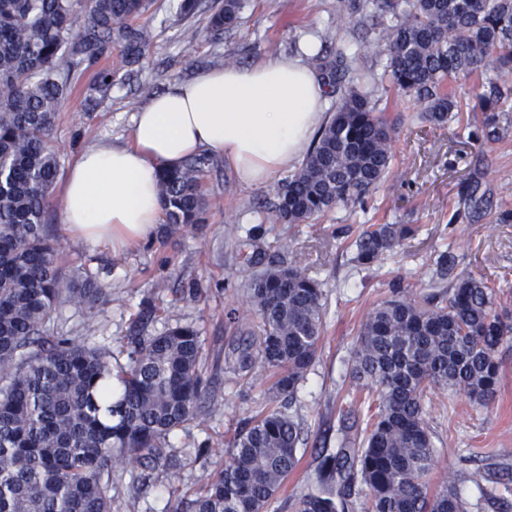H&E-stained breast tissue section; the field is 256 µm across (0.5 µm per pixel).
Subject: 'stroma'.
Segmentation results:
<instances>
[{"mask_svg": "<svg viewBox=\"0 0 512 512\" xmlns=\"http://www.w3.org/2000/svg\"><path fill=\"white\" fill-rule=\"evenodd\" d=\"M175 3L154 0L145 16L152 32L150 52L125 85L113 87L110 98L95 106L79 95L64 102L52 133L62 171H69L88 145L129 141L135 112L171 82L227 64L246 66L265 55H295L309 35L317 38L322 56L344 53L360 82L373 87L395 127L391 171L367 213L340 207L306 224H279L270 219L275 183L242 185L223 165L206 180L208 224L125 247L92 249L66 235L59 207L51 205L50 230L64 266L85 268L112 290L111 303L94 315L66 305L58 320L65 330L92 343H109L118 352L141 298L148 295L157 308L149 331L178 320L201 330L215 411L171 435L177 468L153 471L146 483L137 473L120 472L112 488L113 512H172L202 472L223 468L226 441L269 403L264 385L235 377L224 363L238 341L227 314L246 308L242 285L247 258L257 251L264 263L292 267L319 280L327 298L323 340L290 408L308 439L299 449L298 468L268 510L295 512L299 498L317 487L322 450L338 448L356 435L354 418L340 410L354 394L355 341L366 313L395 288L420 299L432 293L430 254L452 250L459 270L489 281L512 315V130L503 140L476 142L464 123L436 126L416 120L410 97L381 84L385 46L372 42L369 19L350 15L347 0H245L238 26L218 35L208 31L203 15L174 23ZM469 186L482 196V208L460 205V194ZM366 221L416 224L420 230L374 266L357 267L349 244ZM250 232L255 239L249 244L245 238ZM498 358L502 376L490 407L450 391L436 392L426 406L437 469L457 474L469 512H512V495L484 499L479 492L483 486L512 485V345L503 346ZM208 438L215 448L198 455V444Z\"/></svg>", "mask_w": 512, "mask_h": 512, "instance_id": "stroma-1", "label": "stroma"}]
</instances>
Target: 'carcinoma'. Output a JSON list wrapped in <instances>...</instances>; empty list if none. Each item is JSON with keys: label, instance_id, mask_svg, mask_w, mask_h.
Listing matches in <instances>:
<instances>
[{"label": "carcinoma", "instance_id": "obj_1", "mask_svg": "<svg viewBox=\"0 0 512 512\" xmlns=\"http://www.w3.org/2000/svg\"><path fill=\"white\" fill-rule=\"evenodd\" d=\"M150 0H0V512H112V474L173 463L169 437L214 411L209 355L201 331L156 317L150 297L112 345L64 330L57 310L88 314L112 301L85 270H63L48 213L61 163L51 133L71 76L95 70L88 100L111 96L151 47L139 22ZM375 19L386 45L381 80L413 97L416 118L445 124L459 102L446 90L460 74L480 73L488 92L472 111L469 136L499 140V110L512 100V0H353ZM243 0H212L214 32L237 26ZM202 10L179 0L178 21ZM322 69L336 109L298 168L276 188L272 219L306 224L340 206L365 209L392 164V132L373 91L349 77L344 57ZM215 167L200 153L159 176L166 229L207 223L205 182ZM418 227L361 225L353 261L370 266ZM440 279L424 302L402 288L366 314L352 376L366 410L363 436L323 456L319 489L297 512H351L357 484L363 512H468L457 475L432 481L435 449L425 406L437 390L489 406L498 392L499 349L512 325L484 280L456 272L457 257H431ZM246 311H233L242 343L231 371L267 383L274 401H293L313 367L324 332L321 284L290 267L267 266L245 279ZM303 431L283 407L262 410L228 442L224 469L206 473L173 512H266L299 465Z\"/></svg>", "mask_w": 512, "mask_h": 512}]
</instances>
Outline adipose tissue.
Wrapping results in <instances>:
<instances>
[{
  "label": "adipose tissue",
  "mask_w": 512,
  "mask_h": 512,
  "mask_svg": "<svg viewBox=\"0 0 512 512\" xmlns=\"http://www.w3.org/2000/svg\"><path fill=\"white\" fill-rule=\"evenodd\" d=\"M264 56L173 81L133 117L131 140L88 147L70 171L62 223L90 245L121 247L151 235L161 214L158 179L190 155L223 158L237 180L262 185L304 155L327 121V87L305 58Z\"/></svg>",
  "instance_id": "ef3b65f1"
}]
</instances>
